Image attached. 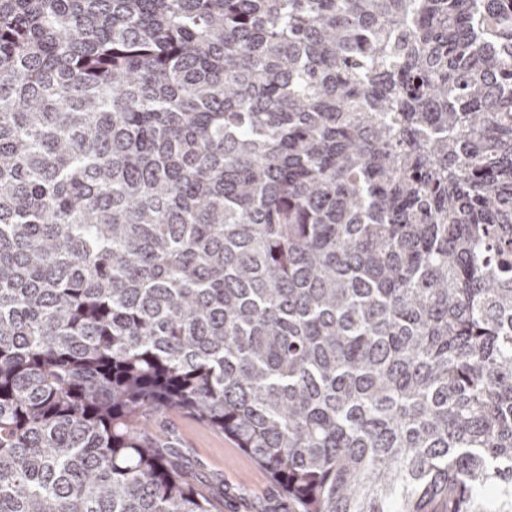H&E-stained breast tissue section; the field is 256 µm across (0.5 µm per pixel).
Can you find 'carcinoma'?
<instances>
[{
	"label": "carcinoma",
	"mask_w": 512,
	"mask_h": 512,
	"mask_svg": "<svg viewBox=\"0 0 512 512\" xmlns=\"http://www.w3.org/2000/svg\"><path fill=\"white\" fill-rule=\"evenodd\" d=\"M512 512V0H0V512ZM152 427L182 439L184 453L200 480L224 484L223 512L288 511L270 475L223 433L179 416L157 417Z\"/></svg>",
	"instance_id": "obj_1"
}]
</instances>
